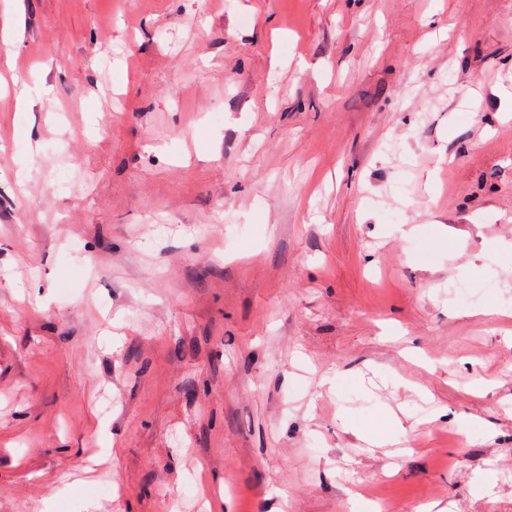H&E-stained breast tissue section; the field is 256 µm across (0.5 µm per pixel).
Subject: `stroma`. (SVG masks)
<instances>
[{"label": "stroma", "instance_id": "obj_1", "mask_svg": "<svg viewBox=\"0 0 512 512\" xmlns=\"http://www.w3.org/2000/svg\"><path fill=\"white\" fill-rule=\"evenodd\" d=\"M1 140L0 512H512V0H0Z\"/></svg>", "mask_w": 512, "mask_h": 512}]
</instances>
